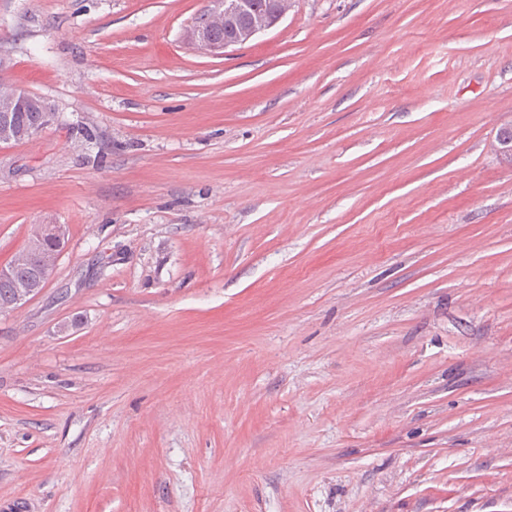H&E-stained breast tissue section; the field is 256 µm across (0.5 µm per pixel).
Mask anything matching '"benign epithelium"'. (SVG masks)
<instances>
[{
	"instance_id": "benign-epithelium-1",
	"label": "benign epithelium",
	"mask_w": 512,
	"mask_h": 512,
	"mask_svg": "<svg viewBox=\"0 0 512 512\" xmlns=\"http://www.w3.org/2000/svg\"><path fill=\"white\" fill-rule=\"evenodd\" d=\"M273 2L276 8L270 14L266 8V0H209L204 24L189 26L187 39L201 53L223 56L276 26L287 15L292 0ZM225 29L230 31V35L222 41L214 40L211 32ZM3 68L4 61L0 58V112L4 114L35 107L44 113L45 122H50L54 113L49 102L42 97L34 98L6 81L1 76ZM493 147L503 159L512 164V121L498 128ZM34 237L39 242L51 238L57 243L56 250L42 254L37 265L41 280L47 281L64 249L67 227L64 224H38Z\"/></svg>"
}]
</instances>
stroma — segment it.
Here are the masks:
<instances>
[{
	"label": "stroma",
	"mask_w": 512,
	"mask_h": 512,
	"mask_svg": "<svg viewBox=\"0 0 512 512\" xmlns=\"http://www.w3.org/2000/svg\"><path fill=\"white\" fill-rule=\"evenodd\" d=\"M0 0V512H512V0ZM268 0H209L208 14L203 25L193 24L187 30V39L197 51L224 56L229 50L247 44L256 36L276 26L288 13L292 0H270L276 4L273 15L266 8ZM230 35L224 37V31ZM4 61L0 58V112L3 118L6 112H11V128L14 132V143H22L30 139L52 120V112L49 102L42 97L34 98L26 91L12 85L3 76ZM29 107H36L39 112ZM28 108V109H25ZM23 111H18L22 110ZM18 111V112H16ZM44 112V120L43 114ZM33 236L37 240V246H39L44 238H51L58 245L55 251L42 254L37 265V271L41 280L47 282L53 273L60 253L64 249L67 239V227L64 224H38ZM26 247L19 251L9 262L11 266L9 267L8 274L0 275V310L14 308L19 303L33 298L37 294L36 290L38 288L40 291L46 286V282L38 286L36 282V267L33 265L32 260L24 257ZM21 257H24V259L21 260ZM35 286L38 287L32 288ZM22 288L24 290L19 297V292Z\"/></svg>",
	"instance_id": "35a3bbf8"
}]
</instances>
